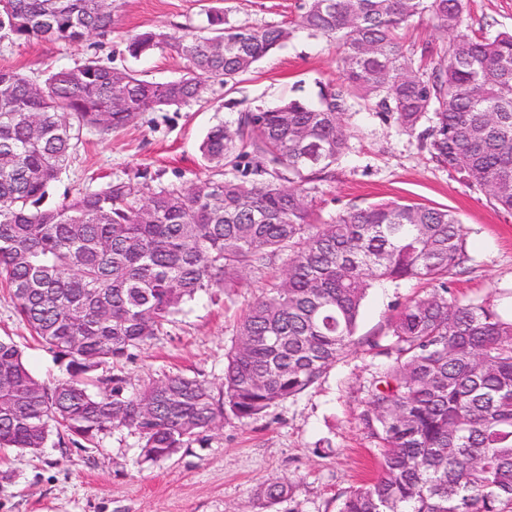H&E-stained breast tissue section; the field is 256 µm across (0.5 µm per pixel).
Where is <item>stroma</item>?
<instances>
[{"mask_svg": "<svg viewBox=\"0 0 512 512\" xmlns=\"http://www.w3.org/2000/svg\"><path fill=\"white\" fill-rule=\"evenodd\" d=\"M304 0H121L110 31L65 45L14 40L0 31V67L40 76L50 67L88 58L116 68L131 67L148 79L179 77L184 62L169 52L133 60L125 52L130 35L151 29L180 34L202 9L224 6L240 25H288ZM467 22L488 35L512 31V0H468ZM336 43L304 33L261 60L233 86L207 82L201 102L178 110L144 113L135 125L109 134L84 135L51 198L97 189L116 178L143 177L151 186L188 185L209 177L199 154L206 131L251 106L273 107L299 97L317 101L321 87L339 83ZM354 128L350 150L315 193L322 219L352 207L399 200L445 208L456 214L471 257L465 272L448 277L450 296L461 302L489 300L512 316V214L491 204L481 191L438 167L416 138L398 131L393 117L357 102L345 116ZM236 296L195 301L165 332L135 350L131 360L104 366L119 374L128 392L172 375L196 376L221 387L224 354L236 322L263 285L247 273ZM415 280L380 283L363 303L352 353L331 367L312 389L288 400L262 419L244 424L228 416L206 440L172 458L137 465L140 440L127 428L113 429L99 447L50 446L38 455L0 452V512H249L256 486L285 476L297 479L292 498L275 512H337L341 497L377 473L376 450L363 435L358 415L367 391L386 363L363 341L386 336L399 308L426 295ZM0 336L23 349L29 369L51 382L62 371L34 342L15 304L0 289Z\"/></svg>", "mask_w": 512, "mask_h": 512, "instance_id": "35a3bbf8", "label": "stroma"}]
</instances>
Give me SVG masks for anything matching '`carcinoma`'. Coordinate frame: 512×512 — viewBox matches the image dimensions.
<instances>
[{
  "label": "carcinoma",
  "instance_id": "carcinoma-1",
  "mask_svg": "<svg viewBox=\"0 0 512 512\" xmlns=\"http://www.w3.org/2000/svg\"><path fill=\"white\" fill-rule=\"evenodd\" d=\"M119 0H0V29L15 39L74 44L110 30ZM430 12L448 41L421 57L399 32ZM466 0H306L293 30L237 25L211 7L182 34L145 31L134 60L170 50L185 72L164 83L94 58L52 69L39 82L0 67V284L31 337L65 368L50 386L23 351L0 337V449L37 454L94 445L114 427L141 439L139 462L158 463L222 426L243 424L312 388L355 345L376 282L423 280L432 292L405 304L389 359L359 414L378 474L347 492L338 512H512V319L486 301L448 300V275L471 257L448 209L386 202L329 222L313 182L349 150L350 99L374 100L416 136L439 166L512 213V31L489 38L467 23ZM302 32L338 43L341 83L315 103L247 107L206 132L201 159L213 175L153 190L117 178L45 205L86 130L101 134L142 113L203 99L205 79L234 85ZM266 274L226 354L214 392L174 375L129 395L102 366L129 359L199 296H231L243 274ZM297 482L260 483L261 512Z\"/></svg>",
  "mask_w": 512,
  "mask_h": 512
}]
</instances>
